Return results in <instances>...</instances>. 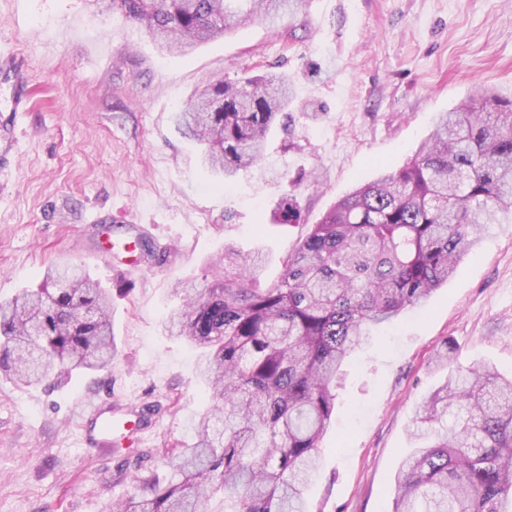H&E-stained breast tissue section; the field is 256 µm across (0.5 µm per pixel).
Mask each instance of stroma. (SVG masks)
<instances>
[{"label":"stroma","mask_w":512,"mask_h":512,"mask_svg":"<svg viewBox=\"0 0 512 512\" xmlns=\"http://www.w3.org/2000/svg\"><path fill=\"white\" fill-rule=\"evenodd\" d=\"M270 71L293 85V121L222 185L175 114L215 77ZM478 84L512 97V0H308L186 56L87 0H0V300L82 265L112 291L113 340L103 372L0 374V512H105L169 470L209 409L198 351L162 329L183 287L223 275L228 247L262 250L260 282L277 281L334 201L405 165ZM288 189L301 221L272 223ZM472 366L512 376V224L490 225L477 256L351 357L309 512H392L417 405ZM88 401L156 414L138 446L88 448Z\"/></svg>","instance_id":"1"}]
</instances>
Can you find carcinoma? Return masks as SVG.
Wrapping results in <instances>:
<instances>
[{
    "instance_id": "obj_1",
    "label": "carcinoma",
    "mask_w": 512,
    "mask_h": 512,
    "mask_svg": "<svg viewBox=\"0 0 512 512\" xmlns=\"http://www.w3.org/2000/svg\"><path fill=\"white\" fill-rule=\"evenodd\" d=\"M304 0H96L118 8L160 49L186 54L242 23ZM290 81L215 79L175 115L228 184L264 158L288 107ZM278 224H297L284 191ZM512 223V98L482 89L440 115L411 160L338 200L258 286L262 259L224 253L232 274L187 292L163 321L202 350L211 411L193 425L174 473L151 478V497L121 512H308L305 492L336 409L341 367L369 335L426 301L489 224ZM112 361L111 294L80 265L0 301V370L22 384L102 370ZM424 442L394 477L393 512H504L512 497V379L448 372L416 408Z\"/></svg>"
}]
</instances>
